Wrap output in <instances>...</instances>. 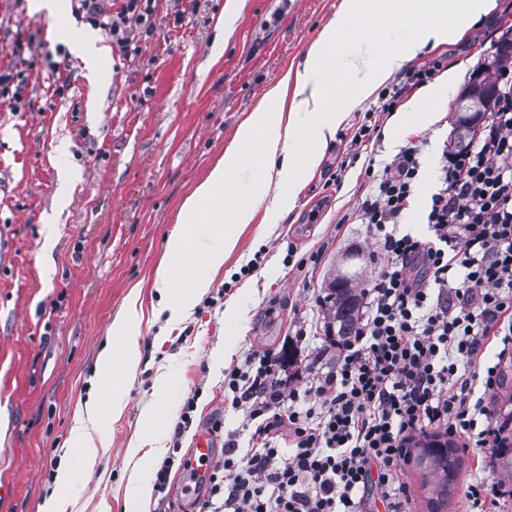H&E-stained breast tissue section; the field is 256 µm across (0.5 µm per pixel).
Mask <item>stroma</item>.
Returning a JSON list of instances; mask_svg holds the SVG:
<instances>
[{"label":"stroma","mask_w":512,"mask_h":512,"mask_svg":"<svg viewBox=\"0 0 512 512\" xmlns=\"http://www.w3.org/2000/svg\"><path fill=\"white\" fill-rule=\"evenodd\" d=\"M235 0H154L156 29L141 54L123 57L102 30L66 13L76 32L109 48L100 71L68 55L69 87L54 95L45 51L58 41L28 0H0V67L15 63L13 38L32 40L19 64L18 111L0 107V512H42L55 492L75 414L96 382L112 321L131 292L143 320L140 359L124 385L121 415L107 419L104 445L65 512H125L140 480L173 456L164 492L145 512H192L183 463L197 433L223 418L218 445L246 450L243 411L224 398L226 371L292 350L291 386L303 389L333 355L322 300L346 252L360 253L367 286L379 245L365 225L342 223L367 196L368 160L390 162L408 140L421 142L416 206L434 190L442 152L453 136L452 101L437 102L439 129L412 122L393 128L383 116L372 153L353 156L350 141L378 97L358 103L278 223L257 212L236 250L183 318L169 320L154 287L168 237L185 197L223 156L240 122L267 87L294 74L342 0H245L231 34L215 41L218 16ZM463 40L419 53L403 71L463 65L462 85L480 73L502 40L512 38V0H497ZM253 265L243 274L245 265ZM304 336H297V329ZM194 400L193 423L180 415ZM156 412L146 423L148 412ZM459 472L441 512H469L471 484L497 483L489 512H512V473L493 466L494 451L455 439Z\"/></svg>","instance_id":"obj_1"}]
</instances>
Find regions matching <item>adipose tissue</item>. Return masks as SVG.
Returning <instances> with one entry per match:
<instances>
[{
    "label": "adipose tissue",
    "instance_id": "adipose-tissue-1",
    "mask_svg": "<svg viewBox=\"0 0 512 512\" xmlns=\"http://www.w3.org/2000/svg\"><path fill=\"white\" fill-rule=\"evenodd\" d=\"M434 6L444 13V22L424 20V12ZM496 6V0H343L336 18L310 45L294 83L283 80L269 88L262 104L240 125L235 144L225 150L206 178L183 201L181 227L167 241L160 260L162 272L154 283L170 315L178 317L188 312L209 288V272L223 267L237 246L238 229L253 223L258 208H265L273 221L294 209L301 185L318 166L323 149L335 139L355 99L370 97L396 69L425 47L462 39L473 19L491 13ZM30 7L45 13L53 23L55 36L78 52L87 69L98 66L106 47L94 45L61 24L65 14L62 0H30ZM370 9L375 12L371 22L355 35L346 36V17L360 18ZM408 13L420 17L411 42L402 53L370 64L367 54L373 32L391 26ZM339 69L349 75L356 89L355 98L327 95L326 88ZM258 138L263 141L261 173L249 194L232 211H224V193L232 177L247 163L244 149ZM201 224L219 238V245H209L199 235L197 227ZM198 260L203 261L205 272H194L193 265ZM140 321L141 312L132 300L112 322L115 341L99 360L98 392L85 401L68 448L84 465L96 461L98 448L93 434L99 429L104 410H121L123 379L134 371L138 360Z\"/></svg>",
    "mask_w": 512,
    "mask_h": 512
}]
</instances>
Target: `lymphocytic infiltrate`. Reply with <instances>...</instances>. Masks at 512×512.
<instances>
[{
  "label": "lymphocytic infiltrate",
  "mask_w": 512,
  "mask_h": 512,
  "mask_svg": "<svg viewBox=\"0 0 512 512\" xmlns=\"http://www.w3.org/2000/svg\"><path fill=\"white\" fill-rule=\"evenodd\" d=\"M77 18L101 28L124 55L154 29L152 0H72ZM501 88L483 131L444 155L424 229L401 224L420 175L413 142L381 170L366 167L369 196L356 219L381 245L361 291L344 354L304 390H284L271 359L234 367L224 386L257 426L246 454L235 446L205 472V512H368L380 497L404 512L397 476L415 434L443 430L478 448L501 441L488 395L512 354V60H497ZM495 364L468 368L488 346Z\"/></svg>",
  "instance_id": "1"
}]
</instances>
